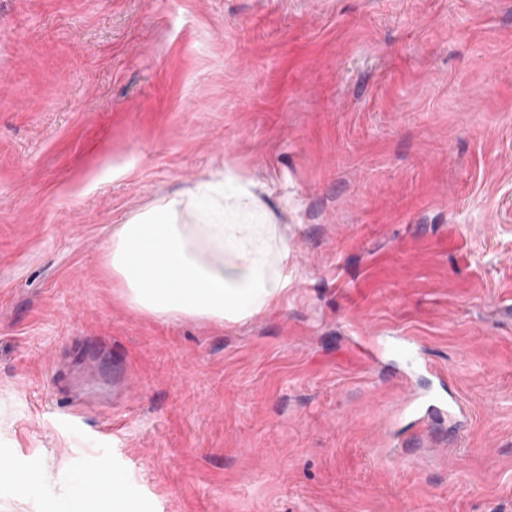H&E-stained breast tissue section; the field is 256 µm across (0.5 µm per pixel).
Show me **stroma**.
I'll use <instances>...</instances> for the list:
<instances>
[{
    "mask_svg": "<svg viewBox=\"0 0 512 512\" xmlns=\"http://www.w3.org/2000/svg\"><path fill=\"white\" fill-rule=\"evenodd\" d=\"M233 167L293 283L158 320L112 230ZM512 0H0V457L142 512H512ZM416 337L469 411L400 449ZM391 349L398 354L409 369H423L433 371L436 375H442L440 369L436 368L426 357L423 347L413 336H394Z\"/></svg>",
    "mask_w": 512,
    "mask_h": 512,
    "instance_id": "35a3bbf8",
    "label": "stroma"
}]
</instances>
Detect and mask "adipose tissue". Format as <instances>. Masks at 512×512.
<instances>
[{
  "instance_id": "ef3b65f1",
  "label": "adipose tissue",
  "mask_w": 512,
  "mask_h": 512,
  "mask_svg": "<svg viewBox=\"0 0 512 512\" xmlns=\"http://www.w3.org/2000/svg\"><path fill=\"white\" fill-rule=\"evenodd\" d=\"M288 236L253 184L225 168L118 225L105 262L125 300L160 320L242 322L276 307L291 284ZM36 512H140L115 489L83 488Z\"/></svg>"
}]
</instances>
